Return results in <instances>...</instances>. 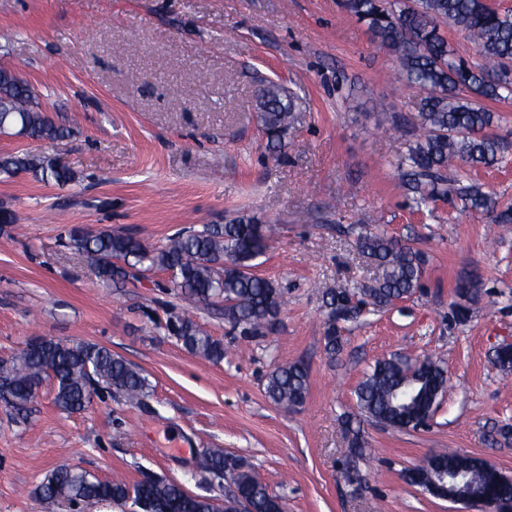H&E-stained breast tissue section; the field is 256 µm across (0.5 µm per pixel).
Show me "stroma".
Segmentation results:
<instances>
[{"mask_svg":"<svg viewBox=\"0 0 512 512\" xmlns=\"http://www.w3.org/2000/svg\"><path fill=\"white\" fill-rule=\"evenodd\" d=\"M20 70L64 137H0V156L63 161L73 182L0 174V361L37 337L90 342L135 365L142 403L101 387L67 413L44 383L26 409L0 402V512H69L38 487L69 464L102 480L145 476L226 498L196 463L204 448L243 459L286 512H453L405 479L430 453L483 458L512 477V371L493 361L512 344V224L439 202L415 210L395 174L407 151L389 117L417 111L387 48L341 0H0V63ZM279 84L300 108L280 152L260 131L256 96ZM503 162L475 172L512 206V100L492 103ZM273 226L258 274L283 289L273 331L244 335L214 309H192L224 344L213 363L163 326L183 303L168 272L105 283L72 246L71 230L130 233L160 247L177 232L239 217ZM420 248L423 290L343 323L324 345L323 296L373 284L380 268L357 229ZM478 279L469 317H452L456 286ZM432 355L450 382L426 430L369 421L355 389L373 364ZM299 362L309 395L271 403L265 378ZM368 453L360 488L342 477L352 430Z\"/></svg>","mask_w":512,"mask_h":512,"instance_id":"35a3bbf8","label":"stroma"}]
</instances>
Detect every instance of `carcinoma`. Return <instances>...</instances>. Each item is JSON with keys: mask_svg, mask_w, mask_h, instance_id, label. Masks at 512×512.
<instances>
[{"mask_svg": "<svg viewBox=\"0 0 512 512\" xmlns=\"http://www.w3.org/2000/svg\"><path fill=\"white\" fill-rule=\"evenodd\" d=\"M343 7L389 49L406 87L418 93L415 115L391 116L392 129L408 137L407 153L397 163V172L409 200L418 207L438 200L458 202L468 211L491 215L494 224H512V209L498 208L493 193L458 175L460 170L501 162L507 149L503 139L489 132L496 116L486 102L512 97V12L493 9L485 0H343ZM448 25L467 34L478 48L481 63L470 64L456 56L443 34ZM258 106L262 134L269 149L277 152L297 119V105L283 96L278 85L269 83L260 89ZM15 130L32 141L54 140L63 133L30 99L29 87L1 83L0 131ZM19 171L31 172L47 183L74 180L69 169L44 155L26 152L0 157V174ZM71 240L94 261L103 280L124 281L130 267L140 273L167 271L172 274V288L189 305L212 306L222 311L224 321L244 325L257 336L272 329L284 305L282 289L253 272V261L267 249V235L248 217L184 230L155 249L131 234L110 230H76ZM359 247L383 271L373 286L356 291L338 287L323 296L325 348L332 356L342 349L338 323L367 309H389L422 288L425 255L421 250L384 232L359 234ZM480 290L478 280L461 282L453 317L466 320L468 307L460 300L474 299ZM165 328L188 352L211 362L224 359V344L190 316L173 315ZM49 378L55 405L67 412L82 410L101 386L113 387L131 401L141 400L150 387L140 370L105 347L41 338L36 344L28 343L17 360L0 363V401L22 410ZM405 381L420 382L421 396L413 405L402 407L393 391ZM447 387L448 370L441 363L428 356H393L376 362L359 383L357 406L368 418L390 428L418 430L432 420ZM308 390V372L300 363L277 367L265 384L267 398L287 408L303 404ZM364 452L361 438L353 435L346 473L359 474L356 460ZM199 466L230 477L252 512H281L279 498L223 449H206ZM477 480L485 496L512 502V480L496 467L478 474ZM40 494L74 507L133 498L141 502V512H218L214 499L192 495L174 482L156 478L130 486L121 480H99L67 465L46 475Z\"/></svg>", "mask_w": 512, "mask_h": 512, "instance_id": "cac0c4a2", "label": "carcinoma"}]
</instances>
